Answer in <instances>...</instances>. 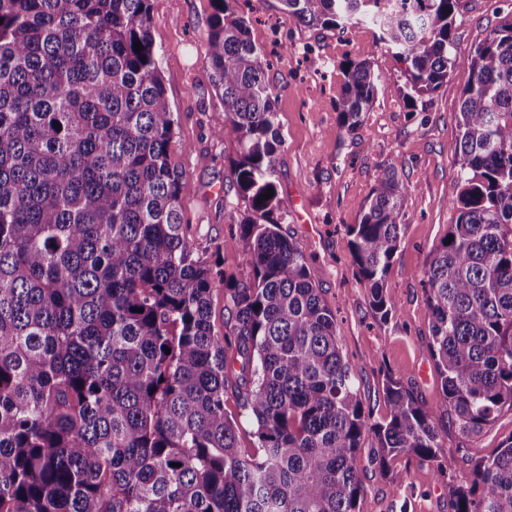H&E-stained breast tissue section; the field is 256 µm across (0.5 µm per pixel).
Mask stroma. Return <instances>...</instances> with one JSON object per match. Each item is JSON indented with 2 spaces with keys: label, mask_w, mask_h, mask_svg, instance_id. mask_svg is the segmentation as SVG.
I'll use <instances>...</instances> for the list:
<instances>
[{
  "label": "stroma",
  "mask_w": 512,
  "mask_h": 512,
  "mask_svg": "<svg viewBox=\"0 0 512 512\" xmlns=\"http://www.w3.org/2000/svg\"><path fill=\"white\" fill-rule=\"evenodd\" d=\"M251 37L269 62L283 145L273 180L286 214L282 230L304 252L311 281L332 308L340 348L355 386L375 418L386 414L383 371H390L428 406L445 410L437 384L429 333L424 270L433 249L456 220L448 200L457 188V116L469 79L470 50L503 18L512 0H460L455 28L459 60L448 82L425 110H412L398 86L403 63L375 40L368 24L344 30L296 26L277 0H239ZM151 33L161 75L175 115L171 158L184 172L181 204L191 226L194 255L218 262L226 275L248 271L233 238L224 193L235 180L237 148L218 139L224 103L203 61L211 0H151ZM370 60L384 80L360 128L340 134L336 101L346 59ZM394 163L411 190L409 220L388 274V291L399 314L379 321L368 291L355 275L348 227L370 197L379 165ZM443 446L436 460L401 456L392 461L405 479L392 483L372 462V440L358 455L364 493L359 512H453L449 483L467 480L473 460L512 435V410H503L480 435L466 437L451 419L441 421Z\"/></svg>",
  "instance_id": "35a3bbf8"
}]
</instances>
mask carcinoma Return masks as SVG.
Returning <instances> with one entry per match:
<instances>
[{"mask_svg":"<svg viewBox=\"0 0 512 512\" xmlns=\"http://www.w3.org/2000/svg\"><path fill=\"white\" fill-rule=\"evenodd\" d=\"M211 2L203 54L224 102L213 135L238 146L224 202L244 205V280L193 258L151 0H0V512H356L365 436L394 483L391 461L442 448L436 410L391 373L383 420L358 397L278 193L261 198L283 145L268 63L237 0ZM279 2L300 26L375 27L412 108L455 70L460 0ZM469 67L453 240L425 271L437 383L466 437L512 408V18ZM343 73L350 133L382 76L365 59ZM409 192L380 165L348 228L383 321L398 315L387 277ZM221 290L228 332L212 320ZM230 388L255 421L252 453ZM449 492L454 512H512V435Z\"/></svg>","mask_w":512,"mask_h":512,"instance_id":"obj_1","label":"carcinoma"}]
</instances>
